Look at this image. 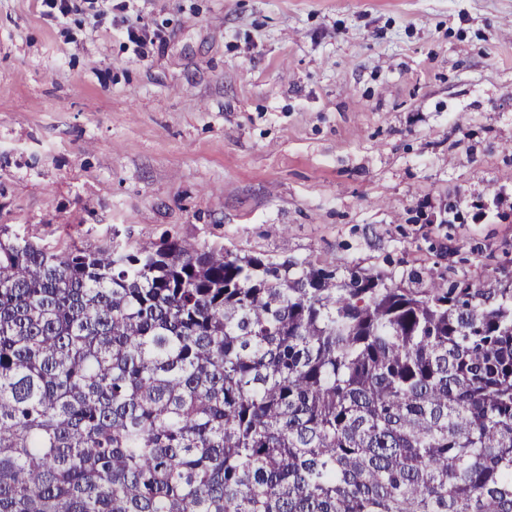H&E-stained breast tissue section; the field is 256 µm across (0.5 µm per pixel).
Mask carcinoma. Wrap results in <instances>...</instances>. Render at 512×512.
Segmentation results:
<instances>
[{
  "instance_id": "cac0c4a2",
  "label": "carcinoma",
  "mask_w": 512,
  "mask_h": 512,
  "mask_svg": "<svg viewBox=\"0 0 512 512\" xmlns=\"http://www.w3.org/2000/svg\"><path fill=\"white\" fill-rule=\"evenodd\" d=\"M0 512H512V284L1 225Z\"/></svg>"
}]
</instances>
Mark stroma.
Wrapping results in <instances>:
<instances>
[{
	"instance_id": "stroma-1",
	"label": "stroma",
	"mask_w": 512,
	"mask_h": 512,
	"mask_svg": "<svg viewBox=\"0 0 512 512\" xmlns=\"http://www.w3.org/2000/svg\"><path fill=\"white\" fill-rule=\"evenodd\" d=\"M43 11L0 0L10 235L512 278V0Z\"/></svg>"
}]
</instances>
